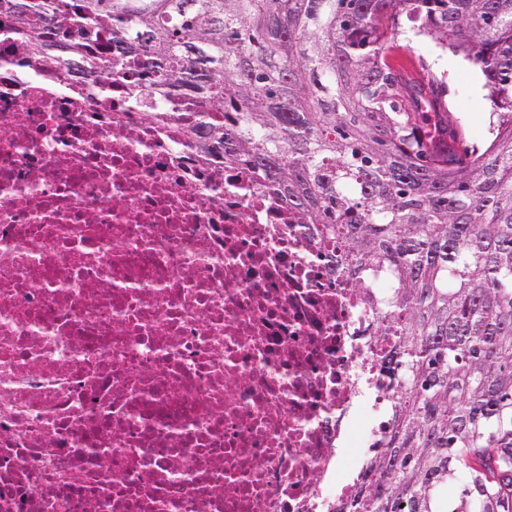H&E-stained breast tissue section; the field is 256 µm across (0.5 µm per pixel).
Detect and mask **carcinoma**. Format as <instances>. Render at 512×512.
Returning a JSON list of instances; mask_svg holds the SVG:
<instances>
[{
    "label": "carcinoma",
    "mask_w": 512,
    "mask_h": 512,
    "mask_svg": "<svg viewBox=\"0 0 512 512\" xmlns=\"http://www.w3.org/2000/svg\"><path fill=\"white\" fill-rule=\"evenodd\" d=\"M0 0L36 46L116 62L231 121L195 128L325 224L354 288L386 269L379 335L393 407L346 512H512V0ZM481 66L498 114L482 153L448 125L442 79L384 55L402 19ZM467 482L448 509V482Z\"/></svg>",
    "instance_id": "cac0c4a2"
}]
</instances>
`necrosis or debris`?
Segmentation results:
<instances>
[{
	"mask_svg": "<svg viewBox=\"0 0 512 512\" xmlns=\"http://www.w3.org/2000/svg\"><path fill=\"white\" fill-rule=\"evenodd\" d=\"M141 82L0 14V512H336L384 433L391 280L351 288Z\"/></svg>",
	"mask_w": 512,
	"mask_h": 512,
	"instance_id": "1",
	"label": "necrosis or debris"
}]
</instances>
